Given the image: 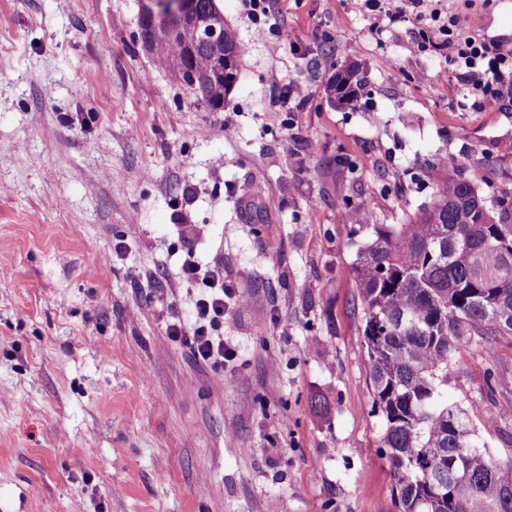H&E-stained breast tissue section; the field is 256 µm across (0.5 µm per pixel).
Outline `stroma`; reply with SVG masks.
Here are the masks:
<instances>
[{
    "instance_id": "obj_1",
    "label": "stroma",
    "mask_w": 512,
    "mask_h": 512,
    "mask_svg": "<svg viewBox=\"0 0 512 512\" xmlns=\"http://www.w3.org/2000/svg\"><path fill=\"white\" fill-rule=\"evenodd\" d=\"M445 3L512 47V0ZM217 5L244 54L214 112L143 46L141 0H0V512L390 506L353 272L368 230L342 215L406 223L446 155L512 190V100L479 109L444 51L364 0H269L261 36L246 0ZM352 62L366 84L340 109L326 87ZM189 253L244 301L220 373L166 334L204 287L182 280ZM496 347L455 357L448 400L507 461L512 341Z\"/></svg>"
}]
</instances>
